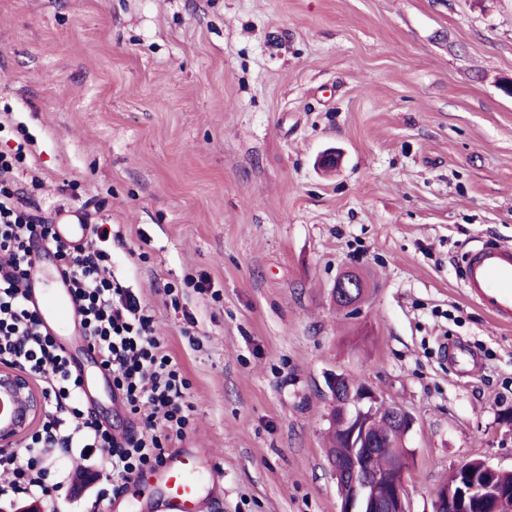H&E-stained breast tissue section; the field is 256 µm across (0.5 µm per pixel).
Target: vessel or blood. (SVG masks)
<instances>
[{"instance_id":"b4317fda","label":"vessel or blood","mask_w":512,"mask_h":512,"mask_svg":"<svg viewBox=\"0 0 512 512\" xmlns=\"http://www.w3.org/2000/svg\"><path fill=\"white\" fill-rule=\"evenodd\" d=\"M59 235L73 244H83L88 227L73 220L71 213L59 216ZM47 250L32 256L27 297L39 312L48 332L65 334L78 317L61 270L45 267ZM460 281L467 298L498 323H512V244H476L465 253ZM224 470L216 454L201 453L194 438H185L181 448L167 453L163 462L136 474L131 483L143 489H157L150 501L152 512H198L203 495L221 488Z\"/></svg>"}]
</instances>
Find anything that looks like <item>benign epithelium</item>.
I'll return each mask as SVG.
<instances>
[{
    "instance_id": "7a95c632",
    "label": "benign epithelium",
    "mask_w": 512,
    "mask_h": 512,
    "mask_svg": "<svg viewBox=\"0 0 512 512\" xmlns=\"http://www.w3.org/2000/svg\"><path fill=\"white\" fill-rule=\"evenodd\" d=\"M362 279L348 274L337 282L333 295L344 310L355 312L364 294ZM326 387L331 404L330 429L340 430L345 447L328 450L333 474L339 489V512H410L407 490L408 467L404 454L397 450L388 463L391 480L386 485L385 496L377 498L373 485L380 473L373 467L376 446L382 442L374 428L386 421L389 435L406 437L414 420L401 408L382 400L369 385L352 381L343 373L327 377ZM8 408L0 412V453L12 454L22 438L44 413L42 391L30 377L17 369L0 365V399ZM480 493L490 512H512V489H502L486 477L481 481L461 484L455 498L436 490L433 512H463L475 493Z\"/></svg>"
}]
</instances>
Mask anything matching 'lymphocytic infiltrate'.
<instances>
[{"label":"lymphocytic infiltrate","instance_id":"f902f5d3","mask_svg":"<svg viewBox=\"0 0 512 512\" xmlns=\"http://www.w3.org/2000/svg\"><path fill=\"white\" fill-rule=\"evenodd\" d=\"M22 152H0V364L35 379L43 392L42 423L23 440V453L0 455L9 470L0 501L50 500L49 449L84 457L101 456L102 480L95 505L119 494L136 473L161 463L168 442L193 428L191 382L160 336L153 311L111 271L110 229L93 225L90 245L75 248L53 224L28 211L14 179ZM52 250L69 280L83 334L112 374V388L136 421L122 435L100 423L81 399L82 379L43 329L26 296L34 242Z\"/></svg>","mask_w":512,"mask_h":512}]
</instances>
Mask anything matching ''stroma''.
<instances>
[{
	"instance_id": "obj_1",
	"label": "stroma",
	"mask_w": 512,
	"mask_h": 512,
	"mask_svg": "<svg viewBox=\"0 0 512 512\" xmlns=\"http://www.w3.org/2000/svg\"><path fill=\"white\" fill-rule=\"evenodd\" d=\"M511 85L512 0H0V152L32 214L119 234L222 459L200 512H339L336 372L413 417L411 512L466 461L512 471V324L458 277L512 243ZM364 282L352 274L341 277L333 288V295L337 304L344 310L356 312L361 304L364 294Z\"/></svg>"
}]
</instances>
